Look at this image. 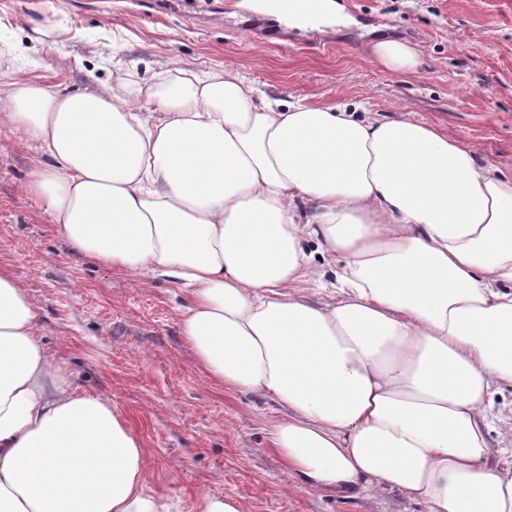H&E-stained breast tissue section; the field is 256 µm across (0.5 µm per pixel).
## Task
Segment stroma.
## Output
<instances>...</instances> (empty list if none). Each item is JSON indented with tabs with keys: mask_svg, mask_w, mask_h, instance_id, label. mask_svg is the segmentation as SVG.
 Returning <instances> with one entry per match:
<instances>
[{
	"mask_svg": "<svg viewBox=\"0 0 512 512\" xmlns=\"http://www.w3.org/2000/svg\"><path fill=\"white\" fill-rule=\"evenodd\" d=\"M342 26L271 31L262 0H0V51L11 74L62 93L116 82L137 88L178 67L238 72L284 104L346 101L459 138L512 174V0H338ZM398 40L415 73L375 61ZM37 143L0 124V266L28 289L48 351L88 393L111 396L139 440L150 491L190 508L206 492L241 512H425L399 494L307 491L269 447L280 405L230 392L195 362L179 329L174 279L76 253L29 194Z\"/></svg>",
	"mask_w": 512,
	"mask_h": 512,
	"instance_id": "1",
	"label": "stroma"
}]
</instances>
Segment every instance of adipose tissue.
<instances>
[{
  "label": "adipose tissue",
  "mask_w": 512,
  "mask_h": 512,
  "mask_svg": "<svg viewBox=\"0 0 512 512\" xmlns=\"http://www.w3.org/2000/svg\"><path fill=\"white\" fill-rule=\"evenodd\" d=\"M1 95L53 160L28 190L58 233L186 287L196 362L281 404L270 447L301 488L512 512L488 405L512 384V176L410 116L259 101L232 71ZM320 259L340 267L314 300ZM147 484L111 397L53 362L0 267V512H178Z\"/></svg>",
  "instance_id": "obj_1"
}]
</instances>
